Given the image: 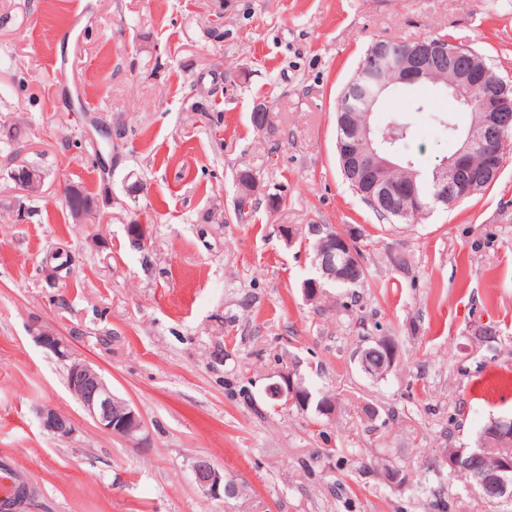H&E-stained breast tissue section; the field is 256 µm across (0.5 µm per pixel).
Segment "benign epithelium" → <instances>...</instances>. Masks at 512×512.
Wrapping results in <instances>:
<instances>
[{
    "mask_svg": "<svg viewBox=\"0 0 512 512\" xmlns=\"http://www.w3.org/2000/svg\"><path fill=\"white\" fill-rule=\"evenodd\" d=\"M383 66L397 73L400 82L408 85H423L432 74L442 69L448 71L451 96L472 112L471 124L460 136L456 152L435 170V203L451 207L473 193L488 178L499 176L503 166L499 156H490L485 169L481 171L469 163L468 157L477 145L485 141L505 143L512 135V96L508 94L507 83L498 79L477 55L461 51L451 39L440 37L432 42L410 41L396 53H387L379 48L358 66L353 83L371 84V89L362 99V105L368 109L376 105L385 90L377 76ZM479 87L484 89V97L482 103L475 106L474 92ZM336 149L344 173L351 177L361 194L390 205L400 214L408 208L425 211L426 204L415 189V178H410L402 186L394 185L385 178L384 171L392 166L391 153L382 146V142L373 138L370 126H365L352 136L338 137ZM256 192L255 182L239 180L237 206L244 212L249 211ZM354 259L356 253L352 249L351 238L345 234L340 238L339 248L329 247L320 254L317 278L310 282L312 288L305 291V296L319 292L322 283L329 284L342 278V273ZM374 342L385 350L388 367H393L397 358L394 339L379 336ZM68 387L84 412L100 429L136 446L142 444L144 422L140 412L112 391V386L97 365L87 360H71L68 365ZM273 388L275 398L284 401L285 406L297 401L299 388L295 384H275ZM36 413L42 428L49 434L68 438L74 433L75 427L69 417L41 406ZM510 428L512 421L503 420L496 436L487 435L480 439L477 447L470 449L469 456L479 455L478 449L492 438L506 443L512 441V435L508 433ZM192 470L196 483L205 494L214 497L233 494V485L224 483V471L210 460L197 459ZM474 480L475 484L471 486L473 491L487 494L498 502L512 501V462L507 460L494 471L477 474Z\"/></svg>",
    "mask_w": 512,
    "mask_h": 512,
    "instance_id": "7a95c632",
    "label": "benign epithelium"
}]
</instances>
